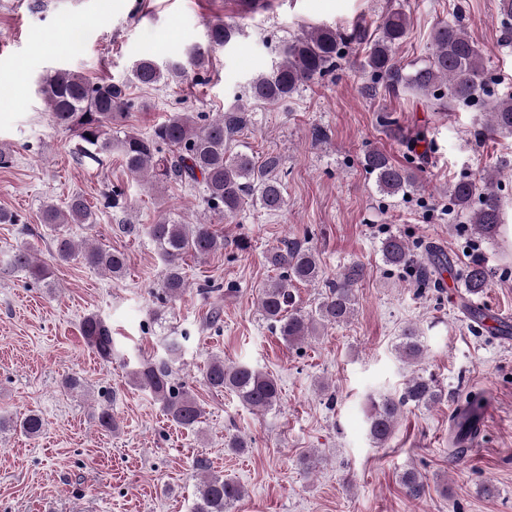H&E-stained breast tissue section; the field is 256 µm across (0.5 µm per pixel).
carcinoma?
Masks as SVG:
<instances>
[{
	"instance_id": "cac0c4a2",
	"label": "carcinoma",
	"mask_w": 512,
	"mask_h": 512,
	"mask_svg": "<svg viewBox=\"0 0 512 512\" xmlns=\"http://www.w3.org/2000/svg\"><path fill=\"white\" fill-rule=\"evenodd\" d=\"M498 14L504 40L511 42L512 0H498ZM238 33V25L214 21L208 27L207 46L194 48L164 65L152 58H142L133 67L131 82L146 87L179 84L203 69L210 52L230 44ZM406 34L407 15L401 7L382 19L375 34L361 22L347 33L326 25L311 27L282 46L280 60L271 71L251 80L248 97L266 103L284 102L302 87L335 71L340 61L365 47L361 66L370 76V84L365 87L367 95L375 96L381 88L389 92L406 88L437 100L445 98L450 109L462 106L483 112L485 132L512 131V96L482 101L485 82L482 57L459 22L438 24L431 34V55L407 72L394 58V48ZM40 92L55 124L79 139L84 157L97 162L100 155L116 151L121 154L127 173L137 180L147 179L157 192L172 183L181 187L199 185L205 210L224 218L237 216L248 201L270 213L279 212L286 205L284 184L278 176L280 155L268 153L259 159L248 146L233 145L237 134L250 122L240 98L212 119L176 113L155 126L151 133L141 135L125 130L134 103L124 84L92 82L81 74L60 70L43 77ZM361 164L374 177L376 189L383 195L396 197L417 187L416 173L394 163L382 150L366 152ZM498 174L497 170L489 171L478 183L464 178L449 190V201L469 214L473 233L481 238L496 236L503 223ZM476 195L479 206L473 209L471 204ZM42 221L58 230L52 242L55 259L63 262L78 259L111 277L126 272L127 254L99 246L81 247L65 230L69 224L94 223L83 195H71L61 207L52 202L43 203ZM123 230L130 235L144 233L156 245L163 263L158 285V296L163 301L184 293L186 256L205 258L224 249V237L208 220L180 224L164 216L154 224H126ZM380 252L384 263L393 268H403L412 262L409 244L397 235L383 238ZM9 262L36 283L50 275L47 265L37 261L31 249L24 245L11 253ZM267 262L278 275L259 289L258 309L286 345H298L314 336L319 328L340 325L352 318L357 287L366 277L363 264L354 262L346 266L315 308L306 311L296 306L293 288L320 279L321 268L315 253L288 239L267 254ZM463 277L470 296L483 293L488 286L489 275L481 263L469 265ZM81 334L98 356L107 361L112 359L115 351L112 329L102 317L97 314L84 317ZM396 350L404 363H419L424 353L420 330L406 327L398 337ZM182 364L183 344L179 338L168 336L163 355L139 361L130 378L135 386L161 403L168 421L195 429L202 423L203 408L176 378L175 369ZM205 382L212 390L233 393L252 411L270 410L279 401L277 380L250 363L227 364L223 357L214 356L206 367ZM444 398L445 393L432 376L414 372L399 395L370 399L367 425L373 443L379 447L386 445L406 406L429 408L441 404ZM481 408L479 399L468 401L467 414L455 421V441L467 434ZM19 428L36 437L43 429L42 418L30 413L20 420ZM196 470L202 474V480L191 512H230L244 497L243 485L213 473L207 461L198 460ZM401 484L409 497L418 498L424 492L422 477L416 471L404 472Z\"/></svg>"
}]
</instances>
